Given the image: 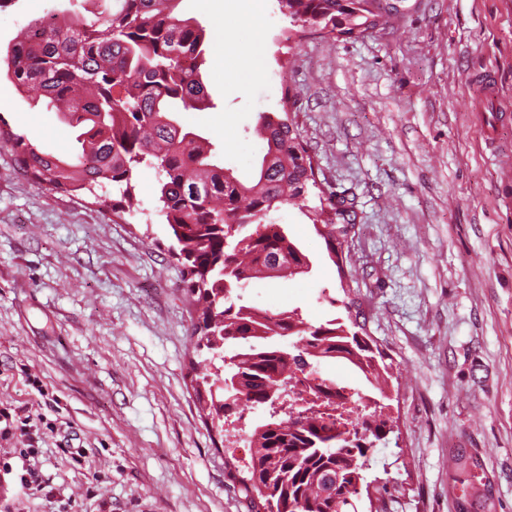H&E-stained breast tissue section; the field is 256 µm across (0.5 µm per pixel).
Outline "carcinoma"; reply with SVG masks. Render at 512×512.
Returning <instances> with one entry per match:
<instances>
[{
    "mask_svg": "<svg viewBox=\"0 0 512 512\" xmlns=\"http://www.w3.org/2000/svg\"><path fill=\"white\" fill-rule=\"evenodd\" d=\"M179 0H106L66 27L29 22L5 49L4 77L29 103L60 112L75 131L74 157L44 152L29 138L0 129V148L35 181L67 193L110 184L112 208L137 211L134 178L145 164L159 174L158 202L174 256L183 266L195 306L193 349L203 360V388L216 429L243 405L271 406L296 370L341 359L379 378L386 366L355 328L357 320L305 321L296 310L276 313L241 304L256 279L308 275L313 263L284 224L269 220L277 207L309 208L317 187L312 156L286 112H262L257 135L265 152L241 180L224 171L212 149L179 113L202 110L208 93L201 76L205 30L177 11ZM290 24L355 39L389 24L376 0H278ZM313 227L330 261L343 271V242L356 227L353 202L320 192ZM235 359L237 398L224 402V357ZM330 427L318 410L286 419L260 418L252 429L253 456L241 478L254 512H359L357 501L369 451L386 443L393 419L380 405L352 423ZM455 481L478 497L482 482L460 456Z\"/></svg>",
    "mask_w": 512,
    "mask_h": 512,
    "instance_id": "carcinoma-1",
    "label": "carcinoma"
}]
</instances>
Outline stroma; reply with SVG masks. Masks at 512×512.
<instances>
[{
	"mask_svg": "<svg viewBox=\"0 0 512 512\" xmlns=\"http://www.w3.org/2000/svg\"><path fill=\"white\" fill-rule=\"evenodd\" d=\"M86 6L14 0L0 9V45L45 13ZM402 7L392 27L355 40L290 41L278 0H181L206 33L211 100L182 119L245 176L264 153L259 113L289 112L320 189L354 199L352 288L389 367L395 421L366 471L379 512H512V179L491 162L478 117L512 113V0ZM489 69L499 98L482 106L475 81ZM0 120L54 155L73 151L57 112L3 78ZM135 181L131 216L35 182L0 149V404H41L56 427L36 446L35 488L0 474V512H250L246 462L193 390L195 310L156 172L140 167ZM273 217L313 270L253 281L244 303L312 323L346 317L311 220L288 205ZM31 376L57 404L42 405ZM459 451L488 498L463 499Z\"/></svg>",
	"mask_w": 512,
	"mask_h": 512,
	"instance_id": "35a3bbf8",
	"label": "stroma"
}]
</instances>
